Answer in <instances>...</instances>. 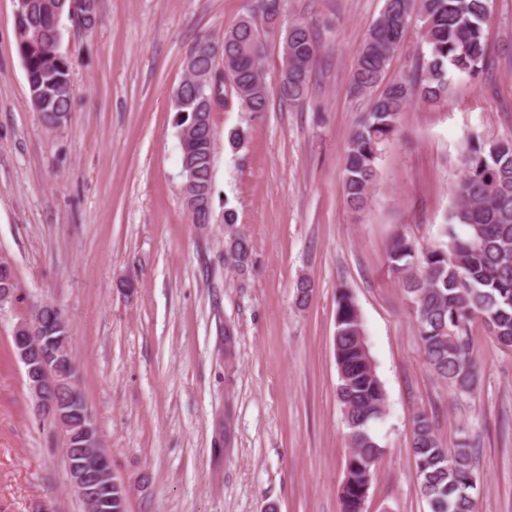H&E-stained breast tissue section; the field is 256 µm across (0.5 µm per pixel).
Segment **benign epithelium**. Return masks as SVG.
Instances as JSON below:
<instances>
[{"instance_id":"7a95c632","label":"benign epithelium","mask_w":512,"mask_h":512,"mask_svg":"<svg viewBox=\"0 0 512 512\" xmlns=\"http://www.w3.org/2000/svg\"><path fill=\"white\" fill-rule=\"evenodd\" d=\"M100 0H68L69 18L81 19L87 11H96ZM40 310H35L34 318L15 329L13 340L15 353L27 372L28 389L33 400L36 415L50 421L60 429L69 420L71 412L52 393L53 378L66 367L74 371L71 359L70 335L63 336L65 348L57 344L58 337L45 335L39 323ZM72 399L82 409L83 433L79 444L67 443L65 448L68 468V481L73 490L95 512H112V496H102L112 491V465L102 448L98 426L86 403L77 391L75 378L65 381Z\"/></svg>"}]
</instances>
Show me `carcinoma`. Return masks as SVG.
Here are the masks:
<instances>
[{
	"mask_svg": "<svg viewBox=\"0 0 512 512\" xmlns=\"http://www.w3.org/2000/svg\"><path fill=\"white\" fill-rule=\"evenodd\" d=\"M257 13L224 31L220 59L199 61L203 83L187 84L191 108H176L181 146L196 169L187 194L200 207L188 213L193 224L212 216L216 134L211 113L199 107L204 97L233 100L243 112H267L270 88L262 69V38L280 33L282 67L276 84L280 104L299 106L309 93L312 72L321 52L319 35L296 19L277 30L284 0H255ZM61 0H36L34 27L16 34L25 74L40 79V95L31 99L42 122L53 123V112L71 111L72 63L59 48ZM488 0H386L384 11L369 31L352 75L351 93L368 99L350 132L344 165L345 201L359 213L368 205L378 175V162L398 129L401 112L413 102L438 107L448 103L452 83L448 68L474 77L492 64L483 25ZM421 22L425 51L411 76L384 81L402 34L413 18ZM393 273L414 304V318L426 365L436 377L462 396L476 389L472 356L473 323L483 324L491 342L512 349V135L470 144L462 177L453 187L448 223L437 238L422 243L398 232L387 247ZM250 239L237 229V216L224 211V265L242 274L251 262ZM314 287L298 279L295 304L308 306ZM339 372L337 398L347 428L349 453L339 490L341 512H364L374 468L384 453L375 427L387 415V396L366 341L363 317L352 292L340 290L334 338ZM412 455L418 490L429 512H475L473 490L480 460L468 436L447 447L426 411L413 418Z\"/></svg>",
	"mask_w": 512,
	"mask_h": 512,
	"instance_id": "obj_1",
	"label": "carcinoma"
}]
</instances>
